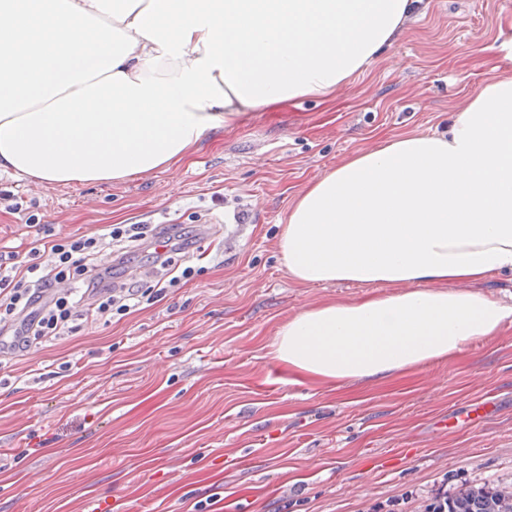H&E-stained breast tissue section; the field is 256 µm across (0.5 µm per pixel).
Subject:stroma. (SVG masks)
I'll list each match as a JSON object with an SVG mask.
<instances>
[{
  "label": "stroma",
  "instance_id": "obj_1",
  "mask_svg": "<svg viewBox=\"0 0 512 512\" xmlns=\"http://www.w3.org/2000/svg\"><path fill=\"white\" fill-rule=\"evenodd\" d=\"M507 76L512 0H417L329 99L245 113L171 166L72 186L0 172V251L20 259L38 236L107 224L195 238L193 278L160 302L0 359V512H417L512 480V325L382 382L299 378L273 357L289 316L369 292L289 276L279 240L299 194L387 138L445 130Z\"/></svg>",
  "mask_w": 512,
  "mask_h": 512
}]
</instances>
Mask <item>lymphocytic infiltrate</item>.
<instances>
[{
  "mask_svg": "<svg viewBox=\"0 0 512 512\" xmlns=\"http://www.w3.org/2000/svg\"><path fill=\"white\" fill-rule=\"evenodd\" d=\"M160 238L165 245L156 248L154 259L162 268L172 254L192 246L187 234L157 224H109L98 232L44 242L42 262H12L0 272V327H13L11 347L60 340L82 326L124 318L166 297L169 288L193 276L192 267L148 287L119 274L132 248L155 245ZM106 245L113 248V265L101 270L94 259Z\"/></svg>",
  "mask_w": 512,
  "mask_h": 512,
  "instance_id": "1",
  "label": "lymphocytic infiltrate"
}]
</instances>
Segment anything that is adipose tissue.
<instances>
[{"label":"adipose tissue","instance_id":"obj_1","mask_svg":"<svg viewBox=\"0 0 512 512\" xmlns=\"http://www.w3.org/2000/svg\"><path fill=\"white\" fill-rule=\"evenodd\" d=\"M415 0H0V170L109 183L181 160L246 112L328 97L390 44ZM303 284H407L289 317L274 357L382 381L512 324L473 283L512 270V78L444 135H399L314 180L280 237Z\"/></svg>","mask_w":512,"mask_h":512}]
</instances>
